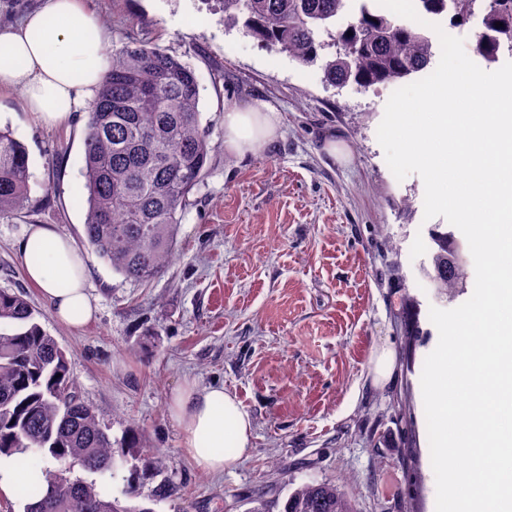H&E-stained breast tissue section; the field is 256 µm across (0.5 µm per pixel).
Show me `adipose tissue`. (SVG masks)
Listing matches in <instances>:
<instances>
[{
	"mask_svg": "<svg viewBox=\"0 0 512 512\" xmlns=\"http://www.w3.org/2000/svg\"><path fill=\"white\" fill-rule=\"evenodd\" d=\"M106 48L107 33L82 0H43L19 23L0 27V91L19 92L43 126L67 122L94 99ZM278 129L274 112L236 108L224 114V143L238 156L271 143ZM21 254L28 281L58 321L79 329L94 319L86 259L69 236L35 226L22 241ZM170 410L185 453L203 472L235 467L252 445L251 418L223 387L184 385L173 394Z\"/></svg>",
	"mask_w": 512,
	"mask_h": 512,
	"instance_id": "1",
	"label": "adipose tissue"
}]
</instances>
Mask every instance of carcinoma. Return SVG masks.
Returning <instances> with one entry per match:
<instances>
[{
  "instance_id": "cac0c4a2",
  "label": "carcinoma",
  "mask_w": 512,
  "mask_h": 512,
  "mask_svg": "<svg viewBox=\"0 0 512 512\" xmlns=\"http://www.w3.org/2000/svg\"><path fill=\"white\" fill-rule=\"evenodd\" d=\"M224 16L245 15V27L263 44L302 64L329 49L324 80L341 86L396 84L426 69L432 42L423 26L398 24L361 0L346 26L335 31L346 0H221ZM421 16L452 13L463 24L481 9L477 54L492 63L512 52V0H418ZM502 26L497 27L495 23ZM328 40H319L318 31ZM200 80L195 70L153 42L129 39L112 53L90 106L84 139L86 244L125 280L146 283L172 262L178 224L206 170L209 143L201 126ZM30 171L24 146L0 129V220L29 212ZM432 281L451 294L468 278L466 259L448 263L453 235L432 236ZM22 295L0 289V456H14L28 498L24 512H118L94 482L71 478L73 464L116 475L118 459L135 463L123 476L125 495L167 469L160 450H139L136 436L114 441L81 397L67 359L35 321ZM50 458L54 468L29 453ZM280 512H356L342 483H304Z\"/></svg>"
}]
</instances>
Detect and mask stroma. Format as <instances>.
Instances as JSON below:
<instances>
[{"instance_id": "obj_1", "label": "stroma", "mask_w": 512, "mask_h": 512, "mask_svg": "<svg viewBox=\"0 0 512 512\" xmlns=\"http://www.w3.org/2000/svg\"><path fill=\"white\" fill-rule=\"evenodd\" d=\"M110 36L109 50L134 36L193 67L210 158L179 226L170 266L147 284L112 272L84 242L81 167L87 115L36 123L20 95L0 99V128L29 156L33 215L0 222V289L38 312L66 353L84 400L112 439L125 432L167 452L163 480L172 497L122 494V479L73 467L121 506L152 512H248L253 499H286L300 484L342 483L357 512H436L421 374L436 347L430 307L455 308L434 287L433 232L424 184L397 180L377 139L393 89L328 85L323 62L302 64L261 45L243 21H228L220 0H85ZM274 109L270 147L240 157L224 146V113ZM48 224L83 252L97 319L81 330L59 323L25 278L20 242ZM418 303L420 334L409 340L400 301ZM156 347L142 350L146 334ZM392 376L372 379L382 347ZM222 385L251 418L253 446L221 475L200 472L181 446L170 413L185 384ZM414 449L403 461V444Z\"/></svg>"}]
</instances>
